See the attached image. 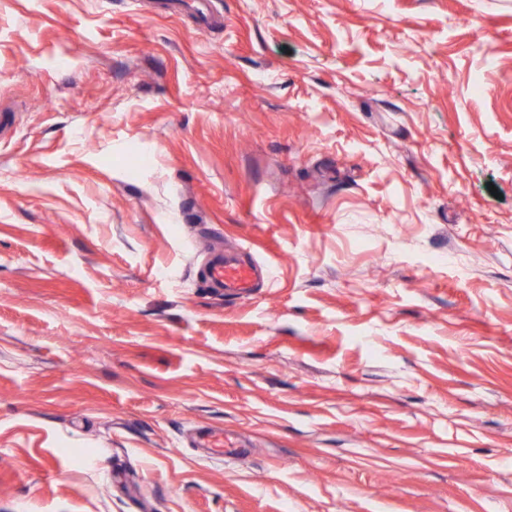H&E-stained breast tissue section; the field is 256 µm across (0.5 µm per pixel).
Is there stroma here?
Returning <instances> with one entry per match:
<instances>
[{
	"instance_id": "35a3bbf8",
	"label": "stroma",
	"mask_w": 512,
	"mask_h": 512,
	"mask_svg": "<svg viewBox=\"0 0 512 512\" xmlns=\"http://www.w3.org/2000/svg\"><path fill=\"white\" fill-rule=\"evenodd\" d=\"M0 512H512V0H0ZM258 275L259 266L251 259L247 248L234 256L215 254L205 272L209 287L224 297L248 294L256 288Z\"/></svg>"
}]
</instances>
